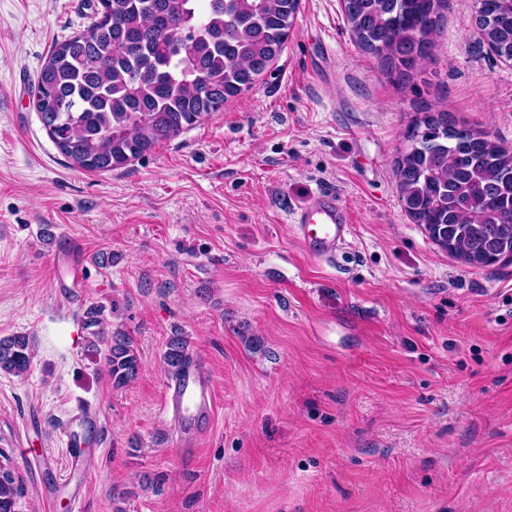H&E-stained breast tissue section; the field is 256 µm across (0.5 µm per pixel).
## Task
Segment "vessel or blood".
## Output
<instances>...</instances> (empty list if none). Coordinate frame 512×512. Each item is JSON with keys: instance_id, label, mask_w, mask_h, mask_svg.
Masks as SVG:
<instances>
[{"instance_id": "obj_1", "label": "vessel or blood", "mask_w": 512, "mask_h": 512, "mask_svg": "<svg viewBox=\"0 0 512 512\" xmlns=\"http://www.w3.org/2000/svg\"><path fill=\"white\" fill-rule=\"evenodd\" d=\"M294 228L304 247L312 256L331 260L350 234V215L332 193L314 195L293 217ZM166 408L171 415L176 438L173 447L178 455L195 452L202 426L215 413L216 395L205 363L188 358L180 372L167 383ZM99 421L92 408L79 410L66 421L62 434L68 451L70 474L80 473L84 466V428Z\"/></svg>"}]
</instances>
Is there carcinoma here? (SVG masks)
Returning a JSON list of instances; mask_svg holds the SVG:
<instances>
[{
    "label": "carcinoma",
    "instance_id": "obj_1",
    "mask_svg": "<svg viewBox=\"0 0 512 512\" xmlns=\"http://www.w3.org/2000/svg\"><path fill=\"white\" fill-rule=\"evenodd\" d=\"M445 0H343L354 42L389 73L415 68L431 48ZM300 0H95L91 23L55 43L35 80L33 105L71 167L107 172L178 136L250 89L281 55ZM481 39L512 60V0H476ZM406 214L429 239L463 259L512 253V148L487 130L426 112L407 132L395 165ZM103 309L88 308L90 346L106 344L115 387L139 374L131 337L97 330ZM189 340L176 333L162 360L182 367ZM24 334L0 338V372L31 365ZM0 479V512H18L21 483L10 462Z\"/></svg>",
    "mask_w": 512,
    "mask_h": 512
}]
</instances>
